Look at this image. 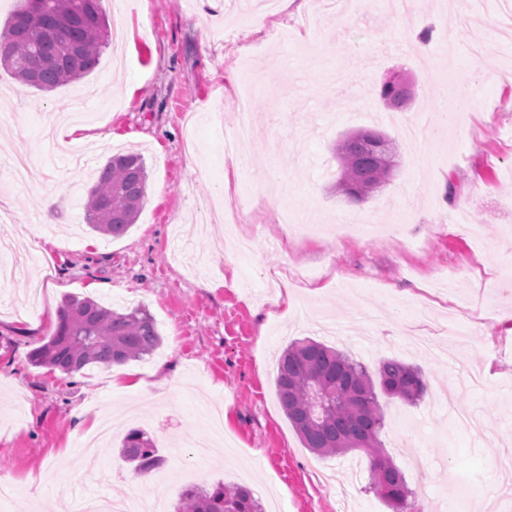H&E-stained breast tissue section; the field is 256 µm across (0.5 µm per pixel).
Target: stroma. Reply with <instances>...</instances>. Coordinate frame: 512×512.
I'll list each match as a JSON object with an SVG mask.
<instances>
[{
    "mask_svg": "<svg viewBox=\"0 0 512 512\" xmlns=\"http://www.w3.org/2000/svg\"><path fill=\"white\" fill-rule=\"evenodd\" d=\"M232 0H100L122 40L81 80L42 92L0 69V110L15 133L0 160L44 159L45 184L6 200L30 231L12 249L34 253L29 277L0 308V512H57L39 481L81 491L87 414L108 410L112 431L95 465L112 497L147 491L173 512L188 487L264 485L272 512H391L370 487L367 457L304 448L276 394V361L306 337L368 370L384 357L419 366L423 401L383 399L380 435L421 512L470 490L512 503V0H418L411 13L364 7L324 12L286 0L279 14ZM432 27L429 42L418 33ZM334 53L316 57L321 43ZM255 87L251 160L224 150L242 73ZM407 74L412 100L379 95ZM92 111L83 163L45 158L42 131ZM360 128L398 147L391 184L356 206L334 189V146ZM133 149L147 192L128 232L87 226L84 199L112 153ZM235 199L236 230L201 223L216 197ZM289 206L301 235L273 222ZM50 209L52 228L39 218ZM355 215L361 233L329 230ZM319 286L313 294L311 286ZM123 311L146 306L162 342L149 357L66 376L30 361L53 334L64 296ZM223 409L224 455L193 458L187 433ZM131 429L166 459L140 478L119 455Z\"/></svg>",
    "mask_w": 512,
    "mask_h": 512,
    "instance_id": "obj_1",
    "label": "stroma"
}]
</instances>
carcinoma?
<instances>
[{
    "instance_id": "obj_1",
    "label": "carcinoma",
    "mask_w": 512,
    "mask_h": 512,
    "mask_svg": "<svg viewBox=\"0 0 512 512\" xmlns=\"http://www.w3.org/2000/svg\"><path fill=\"white\" fill-rule=\"evenodd\" d=\"M100 0H46V13L58 22L46 27L24 8L0 32L13 62L4 66L14 77L49 92L82 79L98 65L109 45ZM346 136L336 144L338 177L347 180V197L362 201L386 187L398 167L393 140L375 130ZM147 171L135 152L109 157L100 168L84 203L88 227L105 236H123L135 223L145 197ZM161 342L156 322L144 306L118 312L91 298L66 295L54 333L30 355L37 367L72 376L89 365L109 368L152 354ZM279 403L304 447L322 456L361 449L369 457L371 489L393 512H415L405 475L385 454L380 441L384 410L379 394L406 402L421 400L427 384L422 371L397 358L379 362L375 373L348 353L311 338L292 341L277 361ZM121 456L137 476L159 468L164 459L146 434L130 431ZM177 512H264L245 488L218 483L189 487Z\"/></svg>"
}]
</instances>
